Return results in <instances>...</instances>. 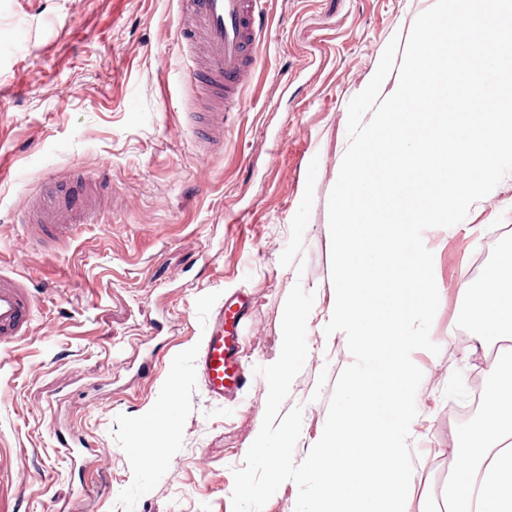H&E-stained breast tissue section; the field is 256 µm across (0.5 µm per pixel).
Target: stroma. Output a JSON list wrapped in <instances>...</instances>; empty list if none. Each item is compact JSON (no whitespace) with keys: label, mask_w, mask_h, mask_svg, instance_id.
<instances>
[{"label":"stroma","mask_w":512,"mask_h":512,"mask_svg":"<svg viewBox=\"0 0 512 512\" xmlns=\"http://www.w3.org/2000/svg\"><path fill=\"white\" fill-rule=\"evenodd\" d=\"M435 0H266L264 54L224 146L196 149L178 81L176 0H0V265L39 293L29 337L0 357V477L16 512H232L233 472L258 435L295 283L313 292L308 356L283 410L294 450L320 439L353 357L325 334L335 305L328 199L347 149V107L389 43ZM106 173L101 219L48 249L17 218L74 171ZM439 354L423 372L409 439L410 512L442 492L489 359L464 341L474 262L512 246V174L454 230L430 228ZM239 298L247 382L217 401L194 361L204 323ZM75 438L73 453L57 437ZM156 442L158 460L137 453Z\"/></svg>","instance_id":"1"}]
</instances>
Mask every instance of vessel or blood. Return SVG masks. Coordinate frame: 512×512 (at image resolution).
<instances>
[{
	"instance_id": "b4317fda",
	"label": "vessel or blood",
	"mask_w": 512,
	"mask_h": 512,
	"mask_svg": "<svg viewBox=\"0 0 512 512\" xmlns=\"http://www.w3.org/2000/svg\"><path fill=\"white\" fill-rule=\"evenodd\" d=\"M261 4L262 0H178L185 85L209 101L208 107L194 114L201 131L196 146L201 151L222 147L224 117L239 108L258 66L263 49ZM104 183L101 176L85 177L82 192L43 203L36 223L24 224V231L57 245L65 243L73 225L96 222ZM35 308L29 283L0 271L1 345L27 337ZM246 320L237 302L228 301L208 323L197 365L215 399L241 388L245 380L236 348Z\"/></svg>"
}]
</instances>
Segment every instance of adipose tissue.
I'll use <instances>...</instances> for the list:
<instances>
[{
  "instance_id": "obj_1",
  "label": "adipose tissue",
  "mask_w": 512,
  "mask_h": 512,
  "mask_svg": "<svg viewBox=\"0 0 512 512\" xmlns=\"http://www.w3.org/2000/svg\"><path fill=\"white\" fill-rule=\"evenodd\" d=\"M478 319L472 351L486 349L490 337L512 335V253L482 279ZM485 421L478 436L460 437V452L448 480V512H512V388L484 392Z\"/></svg>"
}]
</instances>
